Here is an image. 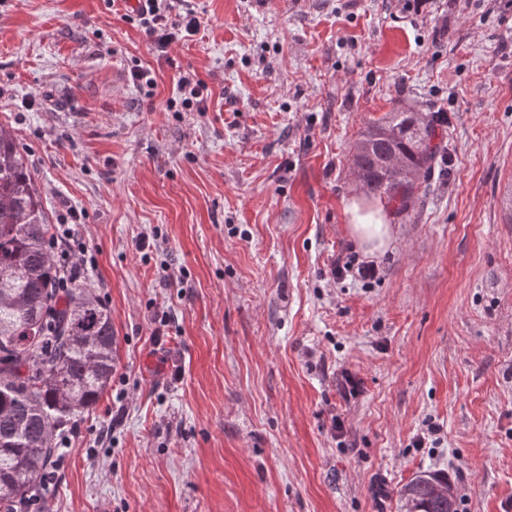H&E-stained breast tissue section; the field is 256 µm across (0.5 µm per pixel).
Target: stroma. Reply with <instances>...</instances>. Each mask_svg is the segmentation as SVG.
Returning a JSON list of instances; mask_svg holds the SVG:
<instances>
[{
	"mask_svg": "<svg viewBox=\"0 0 512 512\" xmlns=\"http://www.w3.org/2000/svg\"><path fill=\"white\" fill-rule=\"evenodd\" d=\"M193 2L162 56L110 0H0V128L51 224L81 212L115 334L45 512H402L426 469L504 512L512 0ZM186 72L206 111H166ZM397 107L444 113L447 154L373 256L351 147ZM350 235L367 253L386 251L392 243V227L381 207L353 199L347 209Z\"/></svg>",
	"mask_w": 512,
	"mask_h": 512,
	"instance_id": "35a3bbf8",
	"label": "stroma"
}]
</instances>
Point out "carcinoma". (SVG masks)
Segmentation results:
<instances>
[{"label": "carcinoma", "instance_id": "obj_1", "mask_svg": "<svg viewBox=\"0 0 512 512\" xmlns=\"http://www.w3.org/2000/svg\"><path fill=\"white\" fill-rule=\"evenodd\" d=\"M441 115L397 108L367 126L352 163L368 194L408 211L442 157ZM399 162L394 166L393 162ZM53 226L27 159L0 128V512L47 484L63 427L94 406L112 379V313L87 285L57 288ZM415 475L399 493L421 512H457Z\"/></svg>", "mask_w": 512, "mask_h": 512}]
</instances>
